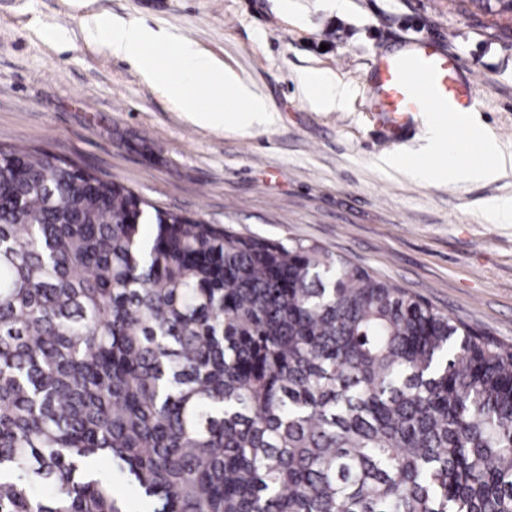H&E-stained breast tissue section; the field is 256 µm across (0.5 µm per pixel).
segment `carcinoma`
Instances as JSON below:
<instances>
[{
    "label": "carcinoma",
    "mask_w": 512,
    "mask_h": 512,
    "mask_svg": "<svg viewBox=\"0 0 512 512\" xmlns=\"http://www.w3.org/2000/svg\"><path fill=\"white\" fill-rule=\"evenodd\" d=\"M0 512H512V347L0 145Z\"/></svg>",
    "instance_id": "cac0c4a2"
}]
</instances>
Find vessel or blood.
I'll list each match as a JSON object with an SVG mask.
<instances>
[{
  "label": "vessel or blood",
  "instance_id": "vessel-or-blood-1",
  "mask_svg": "<svg viewBox=\"0 0 512 512\" xmlns=\"http://www.w3.org/2000/svg\"><path fill=\"white\" fill-rule=\"evenodd\" d=\"M370 91L396 137L413 127L416 113L444 119L473 105L472 85L459 58L434 36L408 38L380 52L372 64Z\"/></svg>",
  "mask_w": 512,
  "mask_h": 512
}]
</instances>
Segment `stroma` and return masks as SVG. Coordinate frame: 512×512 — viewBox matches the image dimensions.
Here are the masks:
<instances>
[{
	"label": "stroma",
	"instance_id": "1",
	"mask_svg": "<svg viewBox=\"0 0 512 512\" xmlns=\"http://www.w3.org/2000/svg\"><path fill=\"white\" fill-rule=\"evenodd\" d=\"M138 19L222 62L270 123L202 129L163 86L88 42L87 18ZM66 31L68 43L50 30ZM446 39L468 70L485 130L512 153V18L457 0H0V144L24 145L123 182L153 206L244 237L315 243L512 346V168L455 182V157H424L427 113L382 145L369 67L395 36ZM334 74L343 108L314 106L304 73ZM429 163L418 178L384 158Z\"/></svg>",
	"mask_w": 512,
	"mask_h": 512
}]
</instances>
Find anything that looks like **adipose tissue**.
<instances>
[{"instance_id": "1", "label": "adipose tissue", "mask_w": 512, "mask_h": 512, "mask_svg": "<svg viewBox=\"0 0 512 512\" xmlns=\"http://www.w3.org/2000/svg\"><path fill=\"white\" fill-rule=\"evenodd\" d=\"M84 29L88 39L102 43L112 55L136 61L145 72H156L170 98L184 105L190 121L198 127L229 126L244 132L269 120L263 99L235 73L175 36H161L135 19L115 22L102 15L86 19ZM162 44L176 46L177 71H154L147 51ZM473 144L482 160L462 165L459 179L492 181L512 164V157L500 151L494 137L486 135L474 139Z\"/></svg>"}]
</instances>
